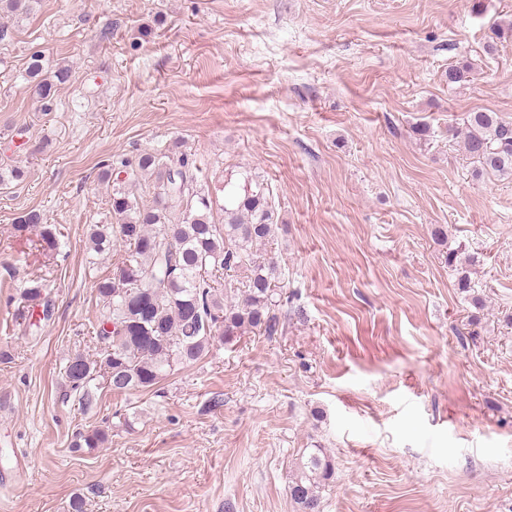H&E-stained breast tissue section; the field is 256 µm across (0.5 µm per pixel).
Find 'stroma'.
I'll return each mask as SVG.
<instances>
[{
  "instance_id": "1",
  "label": "stroma",
  "mask_w": 512,
  "mask_h": 512,
  "mask_svg": "<svg viewBox=\"0 0 512 512\" xmlns=\"http://www.w3.org/2000/svg\"><path fill=\"white\" fill-rule=\"evenodd\" d=\"M512 0H39L0 12V512H294L298 449L335 460L322 512H512V179L479 173L459 132L512 120ZM41 53L72 76L44 112L25 79ZM469 62L466 82L449 66ZM180 150L223 198L267 182L276 335L83 409L64 369L97 352L91 258L108 222L102 164ZM60 231L32 252L14 220ZM448 233L447 246L431 236ZM477 257L476 310L446 247ZM49 282L37 335L14 321L24 282ZM107 443L72 452L79 430ZM38 229L39 238L34 241V248L43 251H52L57 247V227L44 224V214L40 209L27 210L15 219L14 230L19 235Z\"/></svg>"
}]
</instances>
